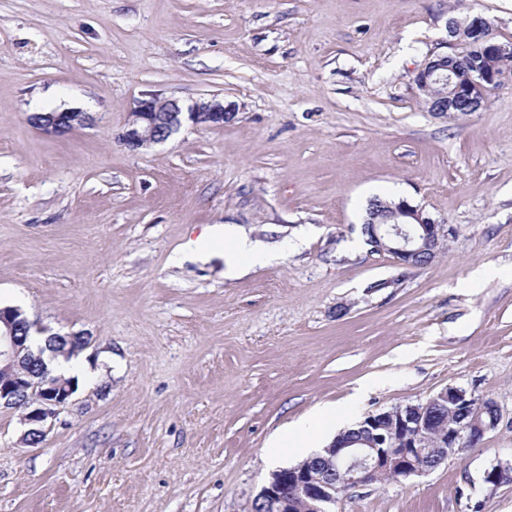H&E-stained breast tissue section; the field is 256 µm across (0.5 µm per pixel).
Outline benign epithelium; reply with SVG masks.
<instances>
[{"label": "benign epithelium", "instance_id": "benign-epithelium-1", "mask_svg": "<svg viewBox=\"0 0 512 512\" xmlns=\"http://www.w3.org/2000/svg\"><path fill=\"white\" fill-rule=\"evenodd\" d=\"M472 45L491 55L512 54L511 43L491 40L489 20L474 16L469 29ZM450 54L436 55L416 73L417 85L429 81L452 86L448 106L463 100L469 109L478 111L484 100V91L502 83L506 74L483 70L463 82L454 81L455 71L448 65ZM235 108L219 101H200L187 107L172 99L152 96L141 99L122 131L121 140L131 151L161 144L176 134L184 123L221 126L235 119ZM87 113L76 109L50 112L37 126L50 133H68L89 125ZM453 234V229L442 224L407 201H401L387 219L377 225L378 250L389 254L396 264L406 267L414 256H424L433 262L440 247ZM37 328L18 307H0V405L22 406L23 421L28 429L23 441L29 443L44 437L48 419L57 408L69 402L76 391L72 382L56 381L46 370L40 350L31 347L25 331ZM488 399L456 387H446L419 404L398 406L370 414L362 420L354 433L341 432L315 456L316 467L303 464L276 471L263 487L256 505L273 507V512L288 510V488L296 496L310 502L311 512H327L328 505L350 488L382 484L388 480L406 479L428 474L459 453L460 439L473 443L483 440L494 430L498 421L481 418L482 407ZM453 404L466 413L465 420L448 429L439 440L428 438L435 423L432 410Z\"/></svg>", "mask_w": 512, "mask_h": 512}]
</instances>
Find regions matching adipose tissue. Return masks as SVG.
<instances>
[{"label": "adipose tissue", "mask_w": 512, "mask_h": 512, "mask_svg": "<svg viewBox=\"0 0 512 512\" xmlns=\"http://www.w3.org/2000/svg\"><path fill=\"white\" fill-rule=\"evenodd\" d=\"M225 252L227 265L232 269L266 264L268 254L253 244L246 236L235 233L227 224L208 227L197 239L188 241L181 250L184 259L205 260L216 252ZM341 415L332 411L325 419L307 420L295 423L273 441L267 450L270 460H280L284 453L295 456L308 455L310 448L327 436L329 429L339 428Z\"/></svg>", "instance_id": "1"}]
</instances>
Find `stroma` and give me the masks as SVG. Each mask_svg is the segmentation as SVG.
I'll use <instances>...</instances> for the list:
<instances>
[{
	"label": "stroma",
	"instance_id": "1",
	"mask_svg": "<svg viewBox=\"0 0 512 512\" xmlns=\"http://www.w3.org/2000/svg\"><path fill=\"white\" fill-rule=\"evenodd\" d=\"M476 13L512 42V0H0V305L90 341L39 444L0 407V512H254L294 422L447 387L497 428L333 512H512V482L483 481L512 461V78L451 119L414 83ZM151 95L237 117L134 153ZM63 109L93 122L30 121ZM377 197L454 227L430 265L371 252ZM214 224L273 261H177ZM91 121L86 112L76 109H66L57 112H50L44 119L37 122V126L50 133H68L75 129L89 125Z\"/></svg>",
	"mask_w": 512,
	"mask_h": 512
}]
</instances>
